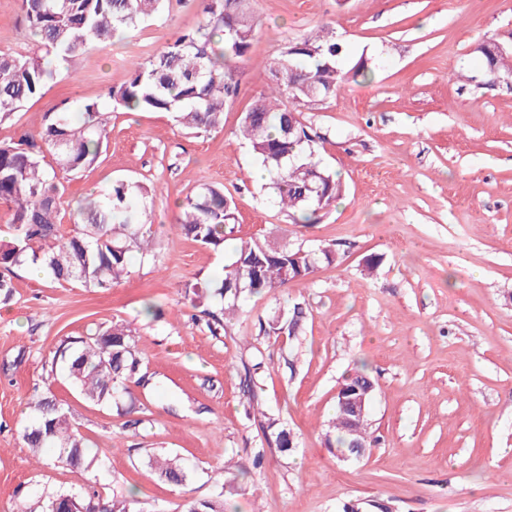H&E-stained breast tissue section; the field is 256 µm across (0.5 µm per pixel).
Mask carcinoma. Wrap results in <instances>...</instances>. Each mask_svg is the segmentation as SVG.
<instances>
[{
	"label": "carcinoma",
	"mask_w": 512,
	"mask_h": 512,
	"mask_svg": "<svg viewBox=\"0 0 512 512\" xmlns=\"http://www.w3.org/2000/svg\"><path fill=\"white\" fill-rule=\"evenodd\" d=\"M168 0H20L22 19L39 39L42 53L22 56L0 51V122L27 101L44 94L59 68L95 43L104 45L120 30L135 28L159 12ZM243 0H202V19L180 34L166 50L133 66L129 79L108 91L111 105L129 112H166L195 134L222 127L224 108L238 84L233 63L249 52L254 34ZM275 86L245 113L240 133L269 173L279 204L296 224H314L319 213L341 197L339 175L305 140L308 126L301 107L311 94L332 97L349 79L372 75L364 56L355 57L329 33L303 37L270 63ZM484 76L512 72V51L482 56ZM109 113L96 102L78 111L65 109L45 117L38 137L0 144V205L11 211L9 240L0 244V268L42 267L54 282L109 290L128 274L131 259L148 256L153 241L147 203L153 185L117 179L85 197L72 214V230L60 231L61 180L79 174L99 159ZM295 125L293 133L288 126ZM51 153L52 163L45 161ZM175 222L186 235L215 251L234 239L233 200L224 188L207 181L178 205ZM299 247L276 253L258 238L240 241L217 276L193 286L190 306L219 325L243 310L251 296L276 294L315 267L338 261L331 245ZM76 392L104 403L135 379L144 356L129 326L114 323L86 337L66 339L54 353ZM23 440L35 457L54 450L58 463L82 464L92 448L53 396L29 402ZM332 447L350 449L354 440L370 447L369 423L351 426L341 407L333 419ZM158 477L181 486L190 476L184 458L153 455ZM84 512H140L133 499H105L94 493L74 496ZM183 512H225L224 496L189 498Z\"/></svg>",
	"instance_id": "carcinoma-1"
}]
</instances>
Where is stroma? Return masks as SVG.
<instances>
[{"mask_svg": "<svg viewBox=\"0 0 512 512\" xmlns=\"http://www.w3.org/2000/svg\"><path fill=\"white\" fill-rule=\"evenodd\" d=\"M255 34L237 65L224 126L188 135L169 114L113 110L98 162L66 185L60 218L90 190L119 178L151 182L152 252L132 259L111 290L57 284L14 268L0 307V512L59 493L135 494L142 512H182L186 498L223 493L227 512H512V86L488 81L478 43L512 47V0H244ZM201 18L197 0H172L134 31L62 68L54 83L0 123V142L41 129L62 106L106 102L147 58ZM369 58L371 80L343 85L306 108L324 163L344 192L320 223L292 224L238 129L273 82L289 42L318 27ZM0 51L28 56L19 0H0ZM237 206L236 234L334 245L278 296L252 297L210 331L192 320L189 286L220 273L223 253L174 222L200 183ZM379 256L366 273L364 261ZM161 306L147 316L145 302ZM301 311L297 335H266L274 313ZM129 324L146 353L145 386L122 414L79 398L52 367L62 340ZM365 370L375 384L376 439L359 461L326 441L336 391ZM50 393L68 407L97 457L72 467L35 460L22 440L27 404ZM294 446L281 451L267 417ZM261 466H254L255 451ZM187 458L186 486L162 483L152 454Z\"/></svg>", "mask_w": 512, "mask_h": 512, "instance_id": "35a3bbf8", "label": "stroma"}]
</instances>
